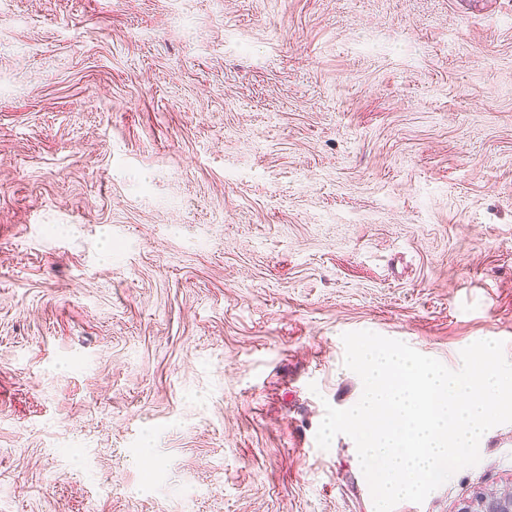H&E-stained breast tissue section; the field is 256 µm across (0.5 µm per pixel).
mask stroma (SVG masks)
Returning a JSON list of instances; mask_svg holds the SVG:
<instances>
[{
	"label": "stroma",
	"mask_w": 512,
	"mask_h": 512,
	"mask_svg": "<svg viewBox=\"0 0 512 512\" xmlns=\"http://www.w3.org/2000/svg\"><path fill=\"white\" fill-rule=\"evenodd\" d=\"M359 330L512 361V0H0V512H374Z\"/></svg>",
	"instance_id": "1"
}]
</instances>
